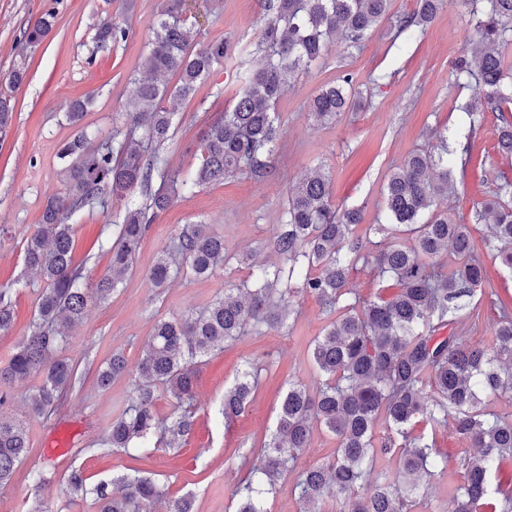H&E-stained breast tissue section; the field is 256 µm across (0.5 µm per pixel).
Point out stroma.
<instances>
[{"label":"stroma","mask_w":512,"mask_h":512,"mask_svg":"<svg viewBox=\"0 0 512 512\" xmlns=\"http://www.w3.org/2000/svg\"><path fill=\"white\" fill-rule=\"evenodd\" d=\"M264 5L265 0H185L184 17L201 29L198 48L224 40L235 52L192 98L175 100L171 137L161 149L171 167L185 173L199 165L202 131L233 105L245 76L259 66L254 44L265 18ZM163 7V0H0V91L10 93L14 105L13 122L0 134V289L18 279L24 282L13 297L12 327L0 335L1 365L34 318L42 283L26 275L23 247L48 197L65 189L57 154L76 133L65 118L67 106L92 98L83 123L98 136L122 127L119 114L131 94L132 76L141 72L148 28ZM415 7L416 0H391L389 17L361 48L335 41L323 64L296 76L276 105L280 137L270 179L240 175L197 189L177 197L155 220L123 284L109 301L89 306L64 345L62 354L76 364L81 383L57 414L48 419L33 415L25 401L29 383L15 384L12 412L24 419L30 445L11 482L0 487V512H38L46 503L53 512H97L92 498L68 495L63 477L73 464L93 484L137 469L157 479L168 496L192 495L196 512H234V491L255 463L264 436L274 429L289 383L310 385L317 378L311 343L330 317L314 297L294 298L283 328H249L201 363L196 371L195 428L179 452L159 449L143 458L90 452V445L130 403L129 374L136 371L155 322L204 308L224 288L246 281L250 265L274 262L265 244L286 208L288 187L316 167L332 176L335 206L360 210L367 224L385 221L389 171L413 151L432 148L438 131L446 136L448 156L455 161L456 192L447 200L453 216L469 218L474 205L496 193L501 176L512 179V158L497 151L496 113H485L480 126L471 127L465 107L483 91L472 83H458L453 75L454 62L466 52L471 35L466 16L447 6L406 44L395 38L392 23ZM49 9L57 13L52 31L36 49L22 48L21 31ZM110 17L124 18L132 34L126 42L101 51L95 32ZM18 69L25 80L13 90L8 76ZM345 71L355 77L357 106L335 124H314L308 116L310 100ZM465 155L470 158L466 164L461 161ZM112 220V213L98 209L72 219L74 258L83 266L87 283L109 267L103 244ZM189 224H207L223 235L228 265L208 279L188 277L160 290L151 287L147 273L158 253ZM480 259L487 276L473 298L478 316L462 318L458 326L471 343L492 336L498 321L495 302L512 305V271L502 267L492 251L481 250ZM115 351L123 352L129 373L100 389L97 367ZM249 362L258 366V389L242 413L223 418L224 391ZM422 433L447 456L448 467L423 485L417 512H451L453 493L463 481L457 460L471 448L449 426L426 427ZM335 450V438L314 429L309 447L268 498V512H300L294 493L299 474L331 463ZM37 468L46 471L49 483L31 480L29 472Z\"/></svg>","instance_id":"1"}]
</instances>
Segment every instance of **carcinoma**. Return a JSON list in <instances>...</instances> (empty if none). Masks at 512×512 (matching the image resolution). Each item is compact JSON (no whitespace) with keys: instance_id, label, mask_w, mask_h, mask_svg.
I'll return each mask as SVG.
<instances>
[{"instance_id":"carcinoma-1","label":"carcinoma","mask_w":512,"mask_h":512,"mask_svg":"<svg viewBox=\"0 0 512 512\" xmlns=\"http://www.w3.org/2000/svg\"><path fill=\"white\" fill-rule=\"evenodd\" d=\"M183 2L167 0L149 29L142 62L148 76L132 78L134 90L121 112L125 130L105 138L82 131L59 151L65 192L47 199L23 249L25 268L40 275L43 288L29 332L0 366V486L28 455L25 423L8 415L13 385L41 376L28 394L37 416L74 391L78 369L58 354L68 331L90 303L107 301L122 284L150 225L173 196L243 172L256 181L268 179L279 136L274 107L295 72L322 62L336 37L361 47L390 9V0H266L258 43L263 60L245 77L232 109L207 126L200 140L202 163L183 176L159 152L174 116L164 103L191 97L232 52L224 40L193 51L200 29L182 18ZM451 4L471 6L472 48L455 63L457 79L484 92L467 110L470 124L480 123L486 112L499 113L498 152L512 155V71L505 56L512 45V0H416L413 13L397 20L398 30L409 42ZM54 24V12H46L22 32L20 42L38 46ZM130 34L124 22L107 19L97 29V48L124 42ZM169 72L179 74L172 90L157 79ZM353 82L354 76L344 73L322 87L309 104L313 121L332 122L349 110ZM452 190L448 150L409 154L387 178L390 223L369 224L362 237L357 234L361 212L334 207L325 169L316 168L289 187L288 207L268 239L278 262L252 269L249 280L224 289V296L199 313L155 322L131 402L112 419L101 446L125 453L180 449L195 426V360L224 350L225 342L252 324L284 326L291 299L311 295L336 314L312 347L319 382L313 389L302 383L288 387L257 463L236 488L235 512H267L266 496L309 447L316 426L336 438V457L331 466L301 475L295 485L301 512H322L318 504L325 497L341 502V512H414L417 490L445 472L448 458L413 429L419 423L435 428L450 417L455 432L477 449L460 462L464 483L454 495V512H512V417L485 411L482 401L484 395L512 396V305L500 306L497 327L485 344H469L455 331L465 310L458 300L473 296L486 275L476 254L479 227L487 231L484 246L512 270V206L504 201L512 197V182L503 179L493 198L478 203L469 224L442 206ZM117 205L115 239L108 241L111 267L85 285L73 261L69 219ZM396 231L405 240L393 239ZM372 235L380 240H370ZM449 253L450 267L444 262ZM228 262L224 236L207 224H191L156 258L147 278L152 287L164 288L177 277H210ZM360 265L389 275L395 291L369 301L357 297L351 275ZM12 298L13 289H0V334L11 327ZM125 371L123 354L113 353L97 371L98 386L107 388ZM258 384L257 369L242 371L224 392V418L242 412ZM161 388L182 407L169 421L159 419L154 408ZM380 427L401 439L400 468L394 475L378 474L373 488L360 496L357 489L373 472ZM66 488L72 497H93L98 512H157L160 505L163 512H194L191 495L169 498L154 479L137 472L90 486L74 467Z\"/></svg>"}]
</instances>
